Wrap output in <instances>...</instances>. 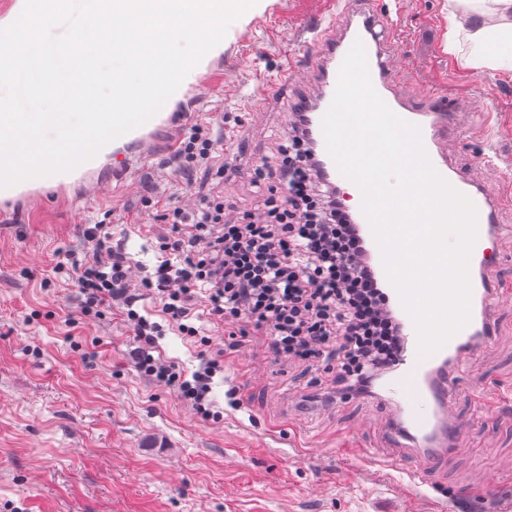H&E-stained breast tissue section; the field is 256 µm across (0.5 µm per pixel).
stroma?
<instances>
[{
    "label": "stroma",
    "instance_id": "1",
    "mask_svg": "<svg viewBox=\"0 0 512 512\" xmlns=\"http://www.w3.org/2000/svg\"><path fill=\"white\" fill-rule=\"evenodd\" d=\"M402 5L408 64L396 93L418 103L433 85L461 97L465 111H490V120L449 126L448 163L480 168L485 185L501 189L512 182V71L475 69L449 53L448 0ZM335 11L336 0H260L211 56L224 75L215 157L233 176L211 185L228 203H258L256 165L273 156L293 104L316 91L285 77L291 56L316 63L296 32ZM266 81L275 88L265 111L244 112ZM170 110V128L152 143L121 150L128 180L150 185L156 209L188 196L168 164L171 137L214 116L202 102L187 117L178 104ZM491 145L499 158L487 165ZM85 210L87 223L109 225L134 260L154 265L153 244L169 232L156 210L140 208L119 183ZM81 235L52 200L0 223V512H436L437 497L490 479L512 496V307L498 312L491 344L467 361L452 409L466 433L428 470L437 492L424 494L405 474L415 453L396 447L384 423L389 406L376 395L309 402L331 374L276 359L264 330L245 326L239 350L226 355L210 394L220 418H202L172 387L140 377L120 311L83 317L74 280L52 271L79 251ZM232 386L243 402L237 411L228 406Z\"/></svg>",
    "mask_w": 512,
    "mask_h": 512
}]
</instances>
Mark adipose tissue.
I'll use <instances>...</instances> for the list:
<instances>
[{"instance_id": "ef3b65f1", "label": "adipose tissue", "mask_w": 512, "mask_h": 512, "mask_svg": "<svg viewBox=\"0 0 512 512\" xmlns=\"http://www.w3.org/2000/svg\"><path fill=\"white\" fill-rule=\"evenodd\" d=\"M481 13L498 16L496 24L472 30L465 26L456 12L448 14V47L456 49L460 42H469L472 54L469 65L512 68V0H463Z\"/></svg>"}]
</instances>
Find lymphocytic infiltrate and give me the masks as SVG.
<instances>
[{
    "instance_id": "obj_1",
    "label": "lymphocytic infiltrate",
    "mask_w": 512,
    "mask_h": 512,
    "mask_svg": "<svg viewBox=\"0 0 512 512\" xmlns=\"http://www.w3.org/2000/svg\"><path fill=\"white\" fill-rule=\"evenodd\" d=\"M298 101L273 159L255 169L265 193L256 208L226 205L223 194L195 192L191 204L171 205L159 216L170 227L159 240L154 267L135 268L122 242L104 224L83 231L82 256L57 263L55 273L73 271L81 313L96 316L117 307L134 336L131 360L152 382L173 386L203 418H216L209 398L225 354L193 322V305L206 293L209 311L225 325L248 323L271 339L276 357L312 365L335 355L333 394L367 396L388 374L404 348L403 324L386 300L352 216L325 179ZM224 137L223 121L195 124L178 135L172 157L186 184L198 173L223 177L214 152ZM161 303L163 322L141 315L145 295ZM203 347L192 376L156 357L166 329Z\"/></svg>"
}]
</instances>
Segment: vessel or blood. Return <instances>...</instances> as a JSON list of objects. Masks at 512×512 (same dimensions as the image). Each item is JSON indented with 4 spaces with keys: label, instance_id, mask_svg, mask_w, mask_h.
<instances>
[{
    "label": "vessel or blood",
    "instance_id": "b4317fda",
    "mask_svg": "<svg viewBox=\"0 0 512 512\" xmlns=\"http://www.w3.org/2000/svg\"><path fill=\"white\" fill-rule=\"evenodd\" d=\"M348 21L340 36H330L331 22L315 20L302 29V43L317 46L322 66L309 70L292 63L288 71L294 82H315L317 96L306 108L309 126L316 142L317 155L329 181L338 186L344 200L350 201V212L358 224L368 255L376 272H383L380 250L368 221L360 207L362 193L338 171L326 149L322 118L329 109L342 62L355 41H362L367 54L371 82L389 108L405 121L421 129L425 151L438 173L460 193L466 195L477 210L478 237L473 246L469 275L471 282V315L469 323L455 334L438 352L422 359L417 352V336L411 317H404L406 349L392 370L380 379V397L394 406L401 436L411 439L418 448V463L408 477L418 488L430 491L434 485L427 481L426 470L434 459L454 448L465 429L451 416L455 385L470 355L486 347L495 336L496 310L512 305V290L499 287L490 277L499 265L496 250L500 227L497 214L508 198L488 191L478 170L456 171L448 165L445 148L449 117L458 115L462 102L438 90H428L420 107L404 102L394 92L401 69L399 53L386 52L389 44H397L404 31L403 10L394 8L372 20L367 12L369 0H336ZM124 163L113 164L84 191L85 197L95 199L111 194L112 184L122 177ZM75 180L74 172L58 173L49 178H33L0 189V223L14 222L20 209L40 199L45 186H52L55 200H67Z\"/></svg>",
    "mask_w": 512,
    "mask_h": 512
}]
</instances>
